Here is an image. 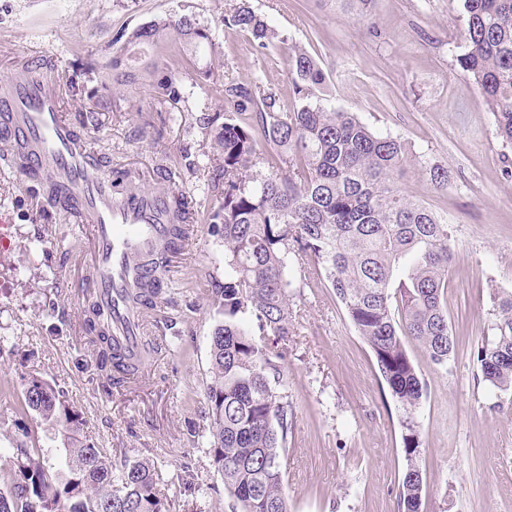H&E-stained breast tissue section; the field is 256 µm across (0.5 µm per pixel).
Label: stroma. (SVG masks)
Returning <instances> with one entry per match:
<instances>
[{
	"label": "stroma",
	"instance_id": "stroma-1",
	"mask_svg": "<svg viewBox=\"0 0 512 512\" xmlns=\"http://www.w3.org/2000/svg\"><path fill=\"white\" fill-rule=\"evenodd\" d=\"M243 1L275 31L267 48L224 27L223 16ZM184 15L210 28V63L224 80L257 81L292 106L288 52L302 46L325 74L328 104L447 168L444 192L416 173L402 180L407 195L447 215L455 236L447 300L456 355L440 367L417 342H404L427 385L417 411L421 510L512 512V390L487 389L473 361L492 290L512 291V156L456 61L466 27L460 0H374L365 25L335 0H0V84L42 57L64 114L109 167L154 191L175 182L204 214L221 200L200 117L219 102L198 77V60L169 44L165 59L185 90L175 114L147 79L115 85L85 72L110 64L117 38ZM1 224L12 246L0 251V449L27 432L41 447L62 445L61 428L20 405L33 372L64 389L114 464L153 461L173 512H233L205 438L210 336L223 320L211 304L224 284L218 227L196 225L166 271L168 295L142 315V339L154 349L145 376L108 395L80 327L90 248L79 225L0 163ZM291 303L283 391L293 424L282 458L289 512H397L399 411L372 352L331 288L295 282Z\"/></svg>",
	"mask_w": 512,
	"mask_h": 512
}]
</instances>
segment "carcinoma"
I'll list each match as a JSON object with an SVG mask.
<instances>
[{"instance_id":"1","label":"carcinoma","mask_w":512,"mask_h":512,"mask_svg":"<svg viewBox=\"0 0 512 512\" xmlns=\"http://www.w3.org/2000/svg\"><path fill=\"white\" fill-rule=\"evenodd\" d=\"M365 21L372 0H337ZM465 51L457 62L480 86L502 145L512 149V0H463ZM248 33L261 48L275 38L268 22L246 6L222 18ZM174 37L192 55L215 51L210 29L191 16L151 22L113 51L112 82L147 75L162 103L184 99L174 69L158 56ZM295 104L286 109L259 83L216 87L224 123L207 117L215 145L222 203L208 216L224 225V287L215 303L224 321L210 339L206 383L208 453L239 512H288L281 452L288 447L291 405L280 387L291 331L292 258L313 267L333 289L354 331L371 350L396 403L406 462L397 512H421L423 447L417 409L426 384L402 337L420 343L440 366L456 353L445 301L454 256L450 224L409 199L400 180L418 171L437 191H448V170L429 166L399 136L373 131L350 112L313 99L325 82L316 58L295 46L288 56ZM172 240L154 261L163 271L181 252L197 212L170 187ZM165 294L163 279L132 295L152 307ZM84 330L96 350L105 391L124 386L151 355H115L107 321L94 305ZM480 380L493 390L512 389V291L493 295L489 333L473 354ZM25 404L42 422L65 427L67 446L52 452L36 439H18L0 459V512H170L147 458L112 464L83 436L84 419L65 394L35 374L25 378Z\"/></svg>"}]
</instances>
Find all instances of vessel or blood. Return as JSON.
I'll list each match as a JSON object with an SVG mask.
<instances>
[{"mask_svg":"<svg viewBox=\"0 0 512 512\" xmlns=\"http://www.w3.org/2000/svg\"><path fill=\"white\" fill-rule=\"evenodd\" d=\"M0 138L25 146L26 171L48 178L58 199L77 204L92 246L89 294L108 315L117 353L137 355L142 313L129 298L159 276L147 256L170 242L164 195H115L97 154L63 115L59 96L37 62L0 90Z\"/></svg>","mask_w":512,"mask_h":512,"instance_id":"1","label":"vessel or blood"}]
</instances>
